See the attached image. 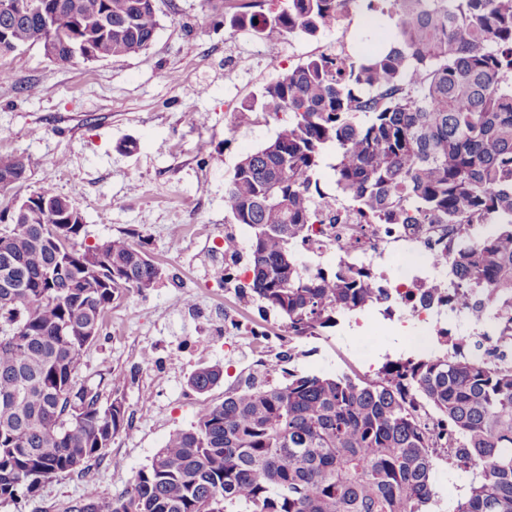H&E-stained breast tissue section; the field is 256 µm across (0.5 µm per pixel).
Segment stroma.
I'll list each match as a JSON object with an SVG mask.
<instances>
[{
	"instance_id": "obj_1",
	"label": "stroma",
	"mask_w": 512,
	"mask_h": 512,
	"mask_svg": "<svg viewBox=\"0 0 512 512\" xmlns=\"http://www.w3.org/2000/svg\"><path fill=\"white\" fill-rule=\"evenodd\" d=\"M161 28L132 58L58 63L34 43L0 58L12 72L0 81V152L21 156L27 178L11 190L26 198L50 186L73 198L87 244L139 232L162 267L154 288L114 301L79 378L109 373L120 381L132 426L106 457L82 472L44 481L33 497L0 503V512H66L86 487L111 501L134 482L170 433L191 425L202 398L219 403L256 365L242 336L255 329L275 337L301 372L376 375L383 363L420 356L405 341L400 306L384 338L372 336L378 309L339 316L323 335L289 340L282 318L238 298L222 277L225 233L248 240L224 207V188L243 153L270 141L277 124L241 115L242 102L282 69L323 51L334 38L350 54L363 47L366 14L351 5L339 28L318 37L286 36L277 53L259 48L247 31L224 25L223 0H158ZM179 82H171L170 74ZM125 141L133 152H120ZM207 183L198 197V183ZM194 308H184L186 298ZM224 368L208 396L187 379L203 365ZM441 501L453 512L470 473L436 462Z\"/></svg>"
}]
</instances>
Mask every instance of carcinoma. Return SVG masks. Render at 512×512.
I'll return each instance as SVG.
<instances>
[{
	"mask_svg": "<svg viewBox=\"0 0 512 512\" xmlns=\"http://www.w3.org/2000/svg\"><path fill=\"white\" fill-rule=\"evenodd\" d=\"M357 1L394 20L381 47L311 55L242 104L279 125L226 183L225 209L251 236L244 254L224 236V283L276 311L292 337L390 303L367 272L310 270L298 259L314 225L337 223L323 209L345 202L365 224L406 226L434 242L448 286L420 284L419 302L463 305L487 341L512 348V0H288L266 13L227 0L224 24L266 42L314 38ZM35 5L0 9V30L20 47L58 42V62L71 47L138 56L161 27L157 0ZM330 144L334 196L313 179ZM0 174L24 182V160L0 153ZM37 196L17 221L0 212V257L12 259L0 262V503L82 471L129 430L119 384L103 406L105 376L77 377L112 301L163 276L139 236L87 246L85 224L62 223L74 200L50 187ZM477 224L494 230L478 236ZM464 343L390 362L375 380L262 362L221 403L202 400L130 489L109 503L88 489L69 512H432L440 457L472 472L455 512H512V364L480 362ZM223 376L202 366L188 385L204 396Z\"/></svg>",
	"mask_w": 512,
	"mask_h": 512,
	"instance_id": "cac0c4a2",
	"label": "carcinoma"
}]
</instances>
